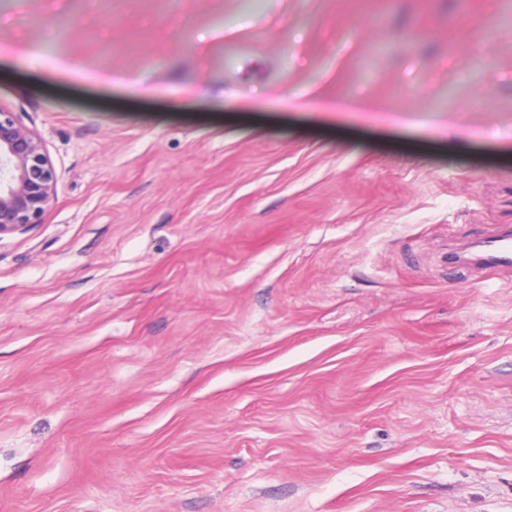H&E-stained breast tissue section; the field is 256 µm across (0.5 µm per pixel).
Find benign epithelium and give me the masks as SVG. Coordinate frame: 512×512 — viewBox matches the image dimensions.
<instances>
[{
	"label": "benign epithelium",
	"mask_w": 512,
	"mask_h": 512,
	"mask_svg": "<svg viewBox=\"0 0 512 512\" xmlns=\"http://www.w3.org/2000/svg\"><path fill=\"white\" fill-rule=\"evenodd\" d=\"M56 197V170L45 143L0 106V238L43 223Z\"/></svg>",
	"instance_id": "obj_1"
}]
</instances>
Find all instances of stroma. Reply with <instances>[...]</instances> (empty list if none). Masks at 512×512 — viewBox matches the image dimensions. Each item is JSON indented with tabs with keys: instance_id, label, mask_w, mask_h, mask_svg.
<instances>
[{
	"instance_id": "35a3bbf8",
	"label": "stroma",
	"mask_w": 512,
	"mask_h": 512,
	"mask_svg": "<svg viewBox=\"0 0 512 512\" xmlns=\"http://www.w3.org/2000/svg\"><path fill=\"white\" fill-rule=\"evenodd\" d=\"M0 105V512H512V0H0ZM57 183L43 140L0 105V238L43 223ZM477 259L486 270L512 265L511 231H505L492 240L483 241Z\"/></svg>"
}]
</instances>
